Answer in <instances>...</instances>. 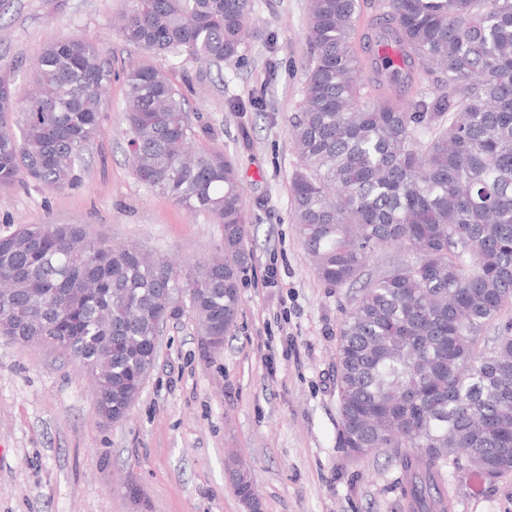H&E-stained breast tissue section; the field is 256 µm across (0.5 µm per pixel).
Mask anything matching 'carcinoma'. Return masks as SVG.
Here are the masks:
<instances>
[{"instance_id":"carcinoma-1","label":"carcinoma","mask_w":512,"mask_h":512,"mask_svg":"<svg viewBox=\"0 0 512 512\" xmlns=\"http://www.w3.org/2000/svg\"><path fill=\"white\" fill-rule=\"evenodd\" d=\"M356 48L361 0H308L309 61L289 121L293 215L318 278L361 279L383 247L336 344V440L391 448L411 512H448L442 469L512 458V334L479 335L512 307V0H377ZM253 0H135L125 39L152 55L204 63L240 56ZM112 69L83 36L35 65L20 134L0 73V189L30 179L65 189L100 134ZM134 173L151 190L224 226V254L189 268L77 224L24 225L0 237V335L60 350L93 378L100 417L129 412L145 349L186 295L199 334L236 322L246 260L239 177L221 150H196L186 98L145 61L125 77ZM415 86L406 106L384 89ZM379 91L374 98L365 92Z\"/></svg>"}]
</instances>
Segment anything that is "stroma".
<instances>
[{
    "instance_id": "stroma-1",
    "label": "stroma",
    "mask_w": 512,
    "mask_h": 512,
    "mask_svg": "<svg viewBox=\"0 0 512 512\" xmlns=\"http://www.w3.org/2000/svg\"><path fill=\"white\" fill-rule=\"evenodd\" d=\"M132 2L0 0V69L17 100L30 93L42 51L62 39H92L112 67L102 134L77 184L0 189V236L80 224L115 244H144L183 272L221 247L224 227L133 172L124 75L149 58L116 27ZM253 4L239 61L219 69L186 54L154 60L188 100L195 147L223 149L239 175L250 258L236 323L211 352L180 298L150 378L116 424L101 419L76 363L0 336V512H243L233 487L241 464L261 512H409L392 449L355 457L336 443V343L358 290L317 277L293 222L288 118L302 101L307 0ZM443 475L450 512H512V472L489 478L463 463ZM132 485L140 498L129 496Z\"/></svg>"
}]
</instances>
